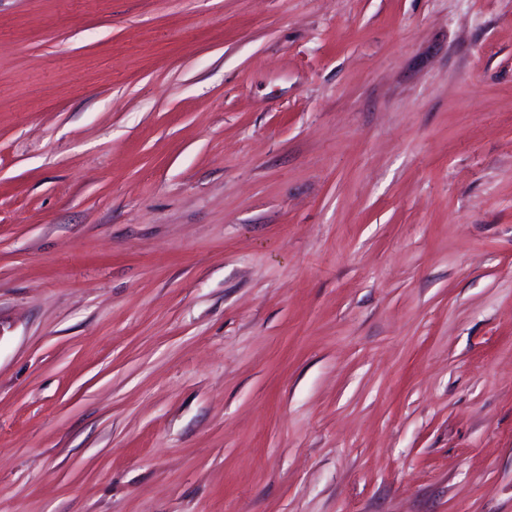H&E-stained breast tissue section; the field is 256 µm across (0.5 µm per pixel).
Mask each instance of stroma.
I'll return each mask as SVG.
<instances>
[{"label": "stroma", "mask_w": 512, "mask_h": 512, "mask_svg": "<svg viewBox=\"0 0 512 512\" xmlns=\"http://www.w3.org/2000/svg\"><path fill=\"white\" fill-rule=\"evenodd\" d=\"M0 512H512V0H0Z\"/></svg>", "instance_id": "1"}]
</instances>
